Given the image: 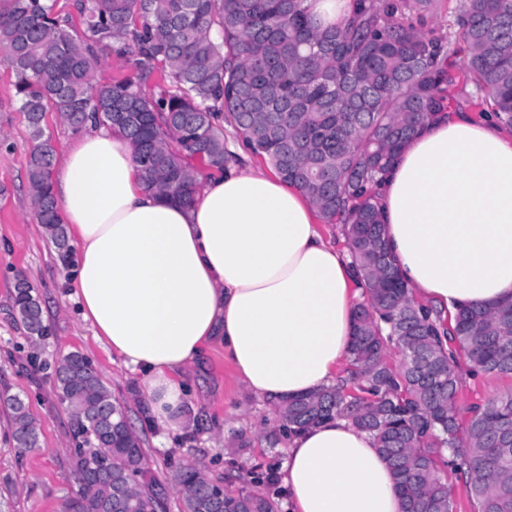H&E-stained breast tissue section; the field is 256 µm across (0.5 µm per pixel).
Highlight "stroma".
I'll return each mask as SVG.
<instances>
[{"instance_id":"1","label":"stroma","mask_w":512,"mask_h":512,"mask_svg":"<svg viewBox=\"0 0 512 512\" xmlns=\"http://www.w3.org/2000/svg\"><path fill=\"white\" fill-rule=\"evenodd\" d=\"M14 82L9 61L0 56V394L25 401L40 442L29 451L15 447L10 411L0 403V512H64L80 490L70 465L71 418L47 368L72 351L80 352L112 395L126 404L166 512H179L170 474L187 464L226 478L231 490L259 491L281 501L270 482L285 458L282 444L269 442L275 411L238 383L223 348L212 347L202 364L190 370L188 383L196 398L182 434L166 438L147 428L149 407L140 376L95 340L75 301L72 265L60 259L35 216L27 186L34 142ZM20 276L34 289L50 328L38 342L28 337L13 310V284Z\"/></svg>"}]
</instances>
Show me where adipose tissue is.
Masks as SVG:
<instances>
[{"mask_svg": "<svg viewBox=\"0 0 512 512\" xmlns=\"http://www.w3.org/2000/svg\"><path fill=\"white\" fill-rule=\"evenodd\" d=\"M237 161L187 204L140 180L120 131L86 126L53 177L72 285L97 341L141 375L149 424L185 425L182 368L224 347L274 406L335 385L355 271L319 214L274 172ZM383 240L417 300L447 312L512 301V134L460 106L427 123L378 188ZM290 512H404L372 436L334 418L288 436Z\"/></svg>", "mask_w": 512, "mask_h": 512, "instance_id": "1", "label": "adipose tissue"}]
</instances>
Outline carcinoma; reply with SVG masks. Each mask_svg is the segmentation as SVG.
Segmentation results:
<instances>
[{"instance_id":"1","label":"carcinoma","mask_w":512,"mask_h":512,"mask_svg":"<svg viewBox=\"0 0 512 512\" xmlns=\"http://www.w3.org/2000/svg\"><path fill=\"white\" fill-rule=\"evenodd\" d=\"M434 2L360 0L353 19L332 28L305 0H76L80 34L50 0H0V54L36 141L28 160L36 217L62 261L70 245L54 212L46 113L75 129L89 121L119 129L147 188L182 203L201 175L192 159L220 171L234 160L224 145L229 124L339 229L364 288L343 374L280 404L273 437L344 418L374 438L405 512H456L444 467L468 488L474 512H512V392L470 405L464 418L457 407L460 362L475 375L512 377V301L461 308L452 325L415 301L385 247L371 192L468 85L512 129V0H460L453 41L413 22ZM112 53L135 55L137 74L97 86L94 68ZM159 64L176 90L148 95ZM13 303L33 341L48 335L24 278L14 282ZM45 368L78 442L70 461L80 492L67 512H157L161 499L145 481L126 407L78 352ZM6 405L15 447H38L24 400L11 395ZM172 479L181 512H275L263 494L226 490L197 465Z\"/></svg>"}]
</instances>
